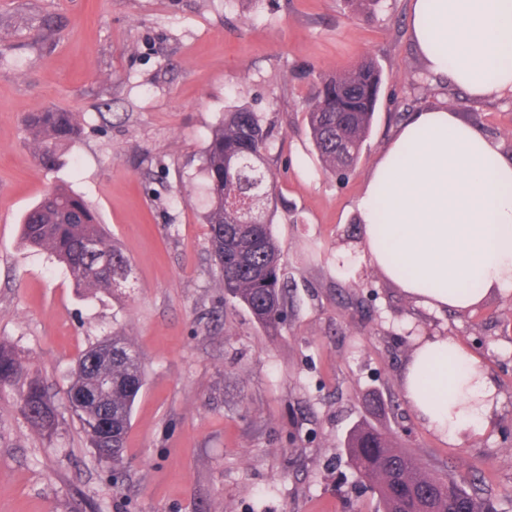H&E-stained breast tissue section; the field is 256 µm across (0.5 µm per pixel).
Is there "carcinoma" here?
Returning a JSON list of instances; mask_svg holds the SVG:
<instances>
[{
  "label": "carcinoma",
  "instance_id": "cac0c4a2",
  "mask_svg": "<svg viewBox=\"0 0 512 512\" xmlns=\"http://www.w3.org/2000/svg\"><path fill=\"white\" fill-rule=\"evenodd\" d=\"M382 81L379 64L366 58L348 71L319 78L306 101L308 135L330 174L344 178L359 162ZM24 124L45 169L83 133L79 115L58 108L32 113ZM272 135L262 113L247 107L228 110L211 131L202 172L209 198L204 223L217 265L215 287L275 334L284 321L288 273L271 230L277 205L268 162ZM21 238L63 263L80 290L96 295L131 287L130 260L108 240L93 208L65 187H52L24 214ZM142 385L143 363L130 336L99 340L78 357L67 409L80 422L99 463L114 469L122 464ZM16 386L23 418L34 431L52 437L64 420L62 412L44 384L29 376L14 348L0 340V391ZM345 449L355 470L375 486L382 512H493L477 493L394 447L370 426H356Z\"/></svg>",
  "mask_w": 512,
  "mask_h": 512
}]
</instances>
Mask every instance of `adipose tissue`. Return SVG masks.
<instances>
[{
    "label": "adipose tissue",
    "mask_w": 512,
    "mask_h": 512,
    "mask_svg": "<svg viewBox=\"0 0 512 512\" xmlns=\"http://www.w3.org/2000/svg\"><path fill=\"white\" fill-rule=\"evenodd\" d=\"M408 28L433 76L475 101L512 97V0H413ZM359 212L370 264L425 308L464 313L512 288V155L451 107L418 109L396 128ZM469 278L479 289L459 294ZM402 387L419 419L450 441L493 417L492 379L449 337L417 344Z\"/></svg>",
    "instance_id": "obj_1"
}]
</instances>
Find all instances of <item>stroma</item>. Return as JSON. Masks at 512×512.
I'll return each mask as SVG.
<instances>
[{
	"mask_svg": "<svg viewBox=\"0 0 512 512\" xmlns=\"http://www.w3.org/2000/svg\"><path fill=\"white\" fill-rule=\"evenodd\" d=\"M410 8L0 0V339L62 407L75 358L96 340L133 337L145 370L117 474L77 420L46 441L0 393V512H377L344 447L363 423L512 512V289L467 315L431 312L364 258V177L410 100L456 108L512 154V100L474 103L427 74ZM367 57L384 81L361 160L341 180L322 168L303 102L318 77ZM240 105L275 135L271 229L289 280L275 335L214 287L203 222L202 153ZM47 108L85 120L51 171L23 129ZM54 184L97 210L132 287L85 295L22 245L21 215ZM428 336L464 343L496 386L490 425L462 444L429 431L402 394V368Z\"/></svg>",
	"mask_w": 512,
	"mask_h": 512,
	"instance_id": "obj_1",
	"label": "stroma"
}]
</instances>
